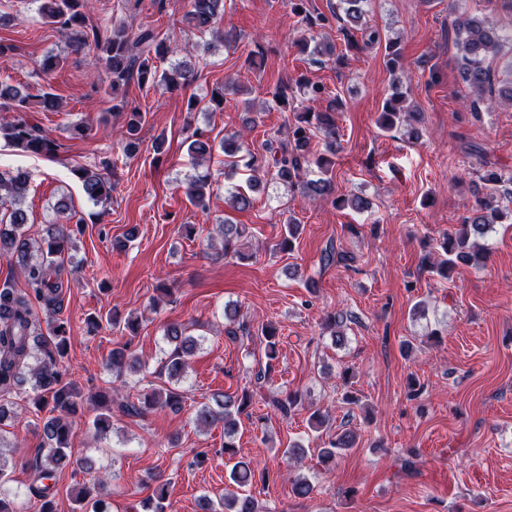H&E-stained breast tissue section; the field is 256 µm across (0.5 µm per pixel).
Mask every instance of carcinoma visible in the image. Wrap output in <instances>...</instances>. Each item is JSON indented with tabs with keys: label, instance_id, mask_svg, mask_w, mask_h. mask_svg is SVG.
I'll use <instances>...</instances> for the list:
<instances>
[{
	"label": "carcinoma",
	"instance_id": "cac0c4a2",
	"mask_svg": "<svg viewBox=\"0 0 512 512\" xmlns=\"http://www.w3.org/2000/svg\"><path fill=\"white\" fill-rule=\"evenodd\" d=\"M89 0H40L39 14L44 23L63 33L67 49L79 53L93 48L90 64L100 70L106 83L105 94L112 96V111L126 114L125 151L136 150L138 133L144 124V115L130 108L125 95L119 90L132 82L139 86H162L167 92L186 90L192 85L195 74L188 64H178L159 70L158 63L175 52L167 42L150 28L134 32L124 24L112 27L89 22ZM365 0H340L347 25L342 27L344 45L348 51L357 50L360 44L385 42L386 67L393 81L401 83L405 75L400 43L382 40L376 29H363L366 40L360 42L351 34L365 18ZM294 12L301 16V23L312 30L325 25L329 18L323 14L313 16L303 8V3L294 4ZM224 19V0H189L185 20L189 27L201 34L212 30L213 25ZM452 30L456 47L460 51V68L464 82L469 88L468 107L473 112L481 106L491 109L497 105L512 104V79L498 81L488 59L495 56L505 42L512 43V30L503 32L484 17L463 13L453 21ZM302 53L315 60L333 49L317 43L312 37L298 40ZM298 91L311 98L324 94V87L301 75L294 81ZM43 110L57 112L60 101L56 94L45 89L38 94L21 92L13 86L0 84V112L13 113L12 118L0 120V139L16 150L51 157L56 154L58 144L45 135L40 125L30 122L25 115L32 102ZM406 93L395 92L386 99L377 123L384 132L400 128L409 123L411 112L405 107ZM341 107L339 98H334L326 112L302 111L294 113V123L288 127L283 139H268L264 148L269 158L258 156L245 147L243 135L234 133L224 137V166L229 178L242 166L248 172L245 185H234L227 190L229 203L239 209L251 204L250 193L264 182L278 180L290 189H298L304 195L316 198L330 196L334 192L333 181L328 177L332 160L325 155L314 156L312 139L316 134L325 138L327 151L336 154V122L333 113ZM188 153L200 160L213 151V144L204 132L196 129L189 136ZM73 174L81 181L85 195L96 203H105L112 195V182L100 172L85 166L73 168ZM27 173L16 171L0 174V203L12 207L9 223L0 221V259L16 262L27 282L28 288L19 290L8 282L0 283V423L16 416L15 409L2 403L4 397L30 385L33 397L31 405L40 412L49 408V415L42 420V445L35 461L33 483L29 493L39 502V512H56L52 487L44 480L66 466L73 464L87 474L94 472L91 457L73 458L71 441L74 435V417L81 402L71 373L64 365L71 345L70 327L67 321L55 318L62 310L64 277L79 272V266L66 269L61 257L71 249L75 231L80 223L51 224L47 236L37 241L30 238L25 228L26 215L17 208V203L28 190ZM478 197L472 215L463 219L454 232L445 234L437 247V255L425 256L422 268L448 279L457 267H478L485 264L488 248L481 243L494 224L501 221L503 211L512 208V173L490 170L479 176ZM212 182L206 174L199 175L184 187L188 201L206 211ZM339 209L364 212L370 202L355 194H345L333 200ZM299 230V224L289 222L278 243V250L290 252ZM222 237L224 258L243 259L242 251L245 226L228 221L218 225ZM49 323V335L40 334L41 323ZM352 321V316L343 312H329L323 327L331 330V336L340 343L344 340L343 327ZM264 337L265 366L255 374L256 382L267 381L274 370L273 361L278 354V329L271 324L261 327ZM167 346L161 349V369L167 373L170 385L152 388L138 395L137 400L125 398L119 403L121 411L132 417H141L156 410H168L174 414L182 411L185 396L179 387L188 360L198 350L203 336L186 333L178 325H170L164 334ZM109 365L120 373L124 370L138 372L139 360L125 344L112 350ZM253 394L247 389L237 395L218 392L211 400L202 404L195 413L197 422L207 425H224V454H235L234 436L239 418L252 405ZM300 405L296 392H288L283 398L270 401L273 410L282 417H290ZM356 433L344 428L329 439L327 446L319 450L324 467L336 464L341 452L354 446ZM230 480L236 486L225 491L224 496L212 500L204 498L207 512H259L255 499L240 489L252 481V471L242 462L234 465ZM10 474L7 462L0 454V512H20L18 494L8 487ZM107 487L103 480L91 478L77 489L75 512H107L104 496ZM142 512H173L169 501L167 484L158 482L151 496L142 502Z\"/></svg>",
	"mask_w": 512,
	"mask_h": 512
}]
</instances>
